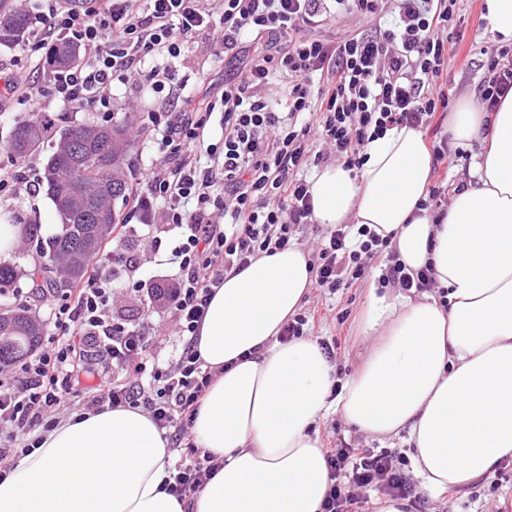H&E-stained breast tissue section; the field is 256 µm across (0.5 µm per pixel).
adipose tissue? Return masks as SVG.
<instances>
[{
  "instance_id": "1",
  "label": "adipose tissue",
  "mask_w": 512,
  "mask_h": 512,
  "mask_svg": "<svg viewBox=\"0 0 512 512\" xmlns=\"http://www.w3.org/2000/svg\"><path fill=\"white\" fill-rule=\"evenodd\" d=\"M451 131L482 150L444 216L420 207L432 156L413 128L369 142L358 175L336 164L311 180L318 223L390 236L409 267L432 264L447 304L372 299L363 332L380 341L335 396L317 344L278 340L312 284L306 254L261 255L216 289L199 328L197 352L217 376L193 433L224 461L202 489L167 494V439L147 413L116 408L45 433L0 482V512H320L328 472L311 428L331 409L369 435L408 432L431 491L512 458V93L489 116L463 101Z\"/></svg>"
}]
</instances>
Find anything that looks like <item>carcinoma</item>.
Returning a JSON list of instances; mask_svg holds the SVG:
<instances>
[{
  "instance_id": "carcinoma-1",
  "label": "carcinoma",
  "mask_w": 512,
  "mask_h": 512,
  "mask_svg": "<svg viewBox=\"0 0 512 512\" xmlns=\"http://www.w3.org/2000/svg\"><path fill=\"white\" fill-rule=\"evenodd\" d=\"M31 18L16 0H0V46L24 41ZM77 50L60 44L54 62L76 61ZM130 122L112 125L85 123L52 125L40 118L17 121L4 143L22 162L44 155L41 185L59 218V231L47 239L38 224L18 225V242L39 246L47 257L41 268L24 273L14 264L0 263V289L14 286L21 276L42 281L46 288H72L88 272L104 242L120 222L130 184L125 167L132 164ZM45 335V324L26 303L0 310V366L33 352Z\"/></svg>"
}]
</instances>
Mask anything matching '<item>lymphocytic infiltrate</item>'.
I'll use <instances>...</instances> for the list:
<instances>
[{
  "label": "lymphocytic infiltrate",
  "mask_w": 512,
  "mask_h": 512,
  "mask_svg": "<svg viewBox=\"0 0 512 512\" xmlns=\"http://www.w3.org/2000/svg\"><path fill=\"white\" fill-rule=\"evenodd\" d=\"M38 0L31 41L35 49L60 42L77 45L84 63L54 71L52 94L79 112L108 111L115 77L145 76L164 90L168 69L143 71L146 57H177L186 39L203 34L225 53L245 54L246 63L220 95L224 139L205 141L214 111L180 107L150 112L163 154L144 168L131 193L132 210L150 211L161 202L156 224H131L103 257V274L86 278L78 290H44L54 307L47 348L0 369V481L13 472L18 454L36 449L61 413L139 408L168 439L171 450L190 461L172 468L168 493L186 497L202 488L223 462L198 448L194 418L216 373L201 361L196 339L215 288L261 254L293 246L300 226L312 223L310 184L302 172L336 159L347 170L361 168L370 141L396 126L431 136L439 171L422 208L447 195L451 152L434 123L447 111L443 87L448 60L463 34L457 0H221L213 16L208 0ZM347 18L358 30L330 40L322 30ZM480 87L485 112L512 93V58L492 53ZM149 242L158 253L163 237L172 245L166 262L174 279L164 282L166 332L147 324L120 322L110 298L121 280L134 278L140 260L127 257L126 237ZM385 256L381 287L403 291L435 288L434 271L414 270L388 239L367 226L339 224L326 231L314 255L317 286L336 291L365 273L364 258ZM182 350L173 369L158 357L169 338ZM108 360L111 379L82 388L75 383L78 352ZM329 484L321 512H362L361 496L372 488L409 497L404 460L388 449L328 448Z\"/></svg>",
  "instance_id": "obj_1"
}]
</instances>
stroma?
<instances>
[{
	"label": "stroma",
	"mask_w": 512,
	"mask_h": 512,
	"mask_svg": "<svg viewBox=\"0 0 512 512\" xmlns=\"http://www.w3.org/2000/svg\"><path fill=\"white\" fill-rule=\"evenodd\" d=\"M483 3L484 0H458L464 39L455 56L448 61L445 80L456 105L465 98L477 97L485 75L486 54L497 47L487 28L479 24ZM168 65L174 77V91L170 94L155 92L139 81L116 80L112 83V109L108 112L92 109L74 112L49 96L42 97L41 103L54 117L77 123L90 120L106 125L122 121L129 115L142 119L150 110L168 107L176 94L191 98L197 105L215 100L225 80L236 74L239 62L225 57L222 46L208 45L205 37L199 36L184 43L180 56L169 60ZM20 216L36 219L45 236L54 234L59 228L58 216L44 192L18 197L11 188L0 189V224ZM385 264L381 256L368 260L366 273L361 279L351 281L331 295L322 289L311 288L298 308L299 313L315 315L314 325L305 329V338L333 346L332 368L336 384H345L356 374L377 342L376 337L360 332V318L372 296L386 298L392 304L405 298L399 289L380 288L378 277ZM173 274V268L163 261L146 264L140 272L139 283L115 296L111 306L114 318L141 321L146 315L149 290L155 284L172 278ZM313 430L324 446L345 442L368 448H386L404 457L411 453L406 435L378 437L361 433L332 410L318 418ZM416 493L423 498L422 512H497L503 499H512V459L501 462L487 476L467 487L438 494L420 486Z\"/></svg>",
	"instance_id": "1"
}]
</instances>
